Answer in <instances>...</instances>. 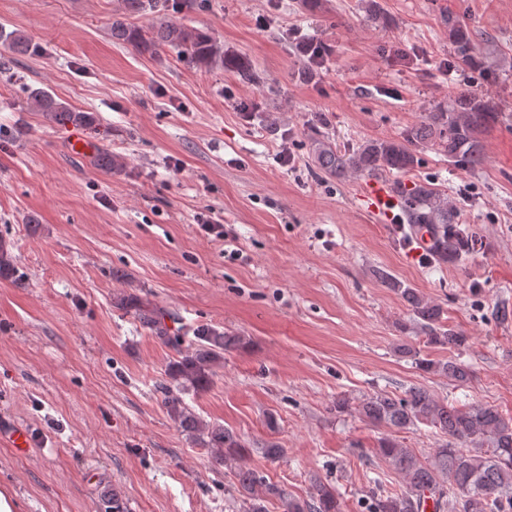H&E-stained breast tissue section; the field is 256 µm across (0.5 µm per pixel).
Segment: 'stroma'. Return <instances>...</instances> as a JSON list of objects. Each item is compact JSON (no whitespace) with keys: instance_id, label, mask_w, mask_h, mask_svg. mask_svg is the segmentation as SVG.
<instances>
[{"instance_id":"1","label":"stroma","mask_w":512,"mask_h":512,"mask_svg":"<svg viewBox=\"0 0 512 512\" xmlns=\"http://www.w3.org/2000/svg\"><path fill=\"white\" fill-rule=\"evenodd\" d=\"M378 2L386 21L372 27L368 0L308 11L299 0H169L170 17L249 60L260 80L247 83L167 47L112 41L123 0H0V30L29 41L24 54L0 41L12 70L0 74V238L15 256L14 278L0 279V419L31 433L22 454L0 442V489L19 512H101L114 489L128 512H242L234 466L167 414L160 387L175 353L115 307L126 290L184 327L246 337L185 401L239 434L247 465L295 498L321 479L343 512H369V479L402 487L381 438L420 457L436 447L426 425L362 420L357 404L372 394L422 386L512 416V0ZM452 20L475 33L480 65L456 62ZM302 40L327 48L310 77ZM35 87L93 113L88 136L124 169L70 153L72 127L35 112ZM462 92L499 113L484 162L463 169L427 147L412 170L383 176L432 185L483 240L463 264L434 269L402 225L360 207L367 178L319 173L312 123L327 115L341 147L397 139ZM207 211L229 238L201 231ZM233 249L242 258H227ZM385 272L440 304L467 346L428 343ZM406 345L469 366L470 382L417 369ZM270 440L281 458L263 455Z\"/></svg>"}]
</instances>
